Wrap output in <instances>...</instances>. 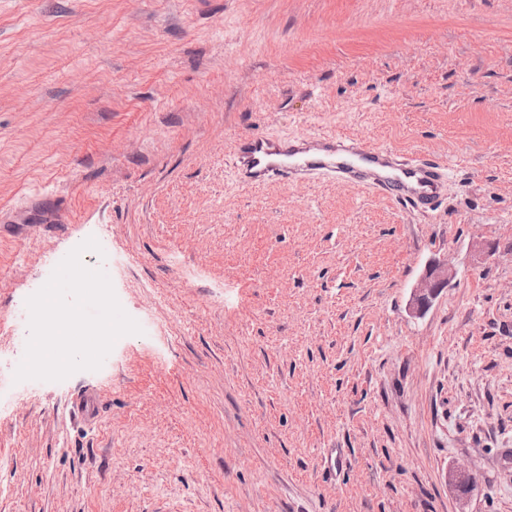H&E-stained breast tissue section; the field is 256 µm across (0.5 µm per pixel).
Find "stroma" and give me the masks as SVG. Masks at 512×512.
Masks as SVG:
<instances>
[{"label": "stroma", "instance_id": "obj_1", "mask_svg": "<svg viewBox=\"0 0 512 512\" xmlns=\"http://www.w3.org/2000/svg\"><path fill=\"white\" fill-rule=\"evenodd\" d=\"M318 132L447 194L235 179ZM89 237L148 328L0 403V512H512V0H0V352ZM456 277V271L448 267V261H433L412 288L409 311L415 316L423 315L440 292Z\"/></svg>", "mask_w": 512, "mask_h": 512}]
</instances>
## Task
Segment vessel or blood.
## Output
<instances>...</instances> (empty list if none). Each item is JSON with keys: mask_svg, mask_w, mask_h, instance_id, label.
<instances>
[{"mask_svg": "<svg viewBox=\"0 0 512 512\" xmlns=\"http://www.w3.org/2000/svg\"><path fill=\"white\" fill-rule=\"evenodd\" d=\"M232 166L238 179L260 186L273 179L289 183L329 180L363 187L426 215L446 195V163L409 157L354 137L305 135L236 139Z\"/></svg>", "mask_w": 512, "mask_h": 512, "instance_id": "1", "label": "vessel or blood"}]
</instances>
